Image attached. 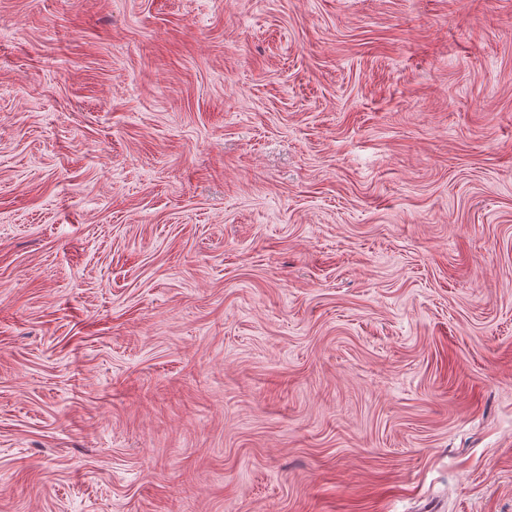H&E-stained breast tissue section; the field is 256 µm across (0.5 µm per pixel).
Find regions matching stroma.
Here are the masks:
<instances>
[{
  "label": "stroma",
  "mask_w": 512,
  "mask_h": 512,
  "mask_svg": "<svg viewBox=\"0 0 512 512\" xmlns=\"http://www.w3.org/2000/svg\"><path fill=\"white\" fill-rule=\"evenodd\" d=\"M0 512H512V0H0Z\"/></svg>",
  "instance_id": "stroma-1"
}]
</instances>
